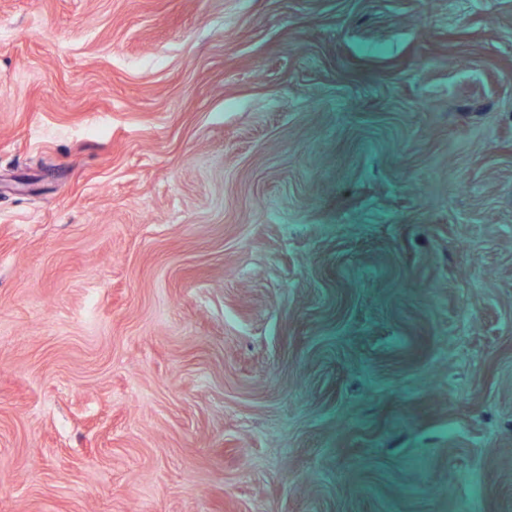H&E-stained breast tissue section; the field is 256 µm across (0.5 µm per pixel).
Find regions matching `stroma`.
I'll return each instance as SVG.
<instances>
[{
	"label": "stroma",
	"instance_id": "stroma-1",
	"mask_svg": "<svg viewBox=\"0 0 512 512\" xmlns=\"http://www.w3.org/2000/svg\"><path fill=\"white\" fill-rule=\"evenodd\" d=\"M0 512H512V0H0Z\"/></svg>",
	"mask_w": 512,
	"mask_h": 512
}]
</instances>
